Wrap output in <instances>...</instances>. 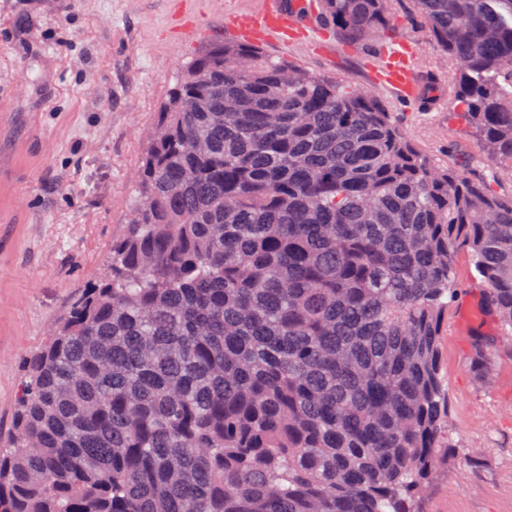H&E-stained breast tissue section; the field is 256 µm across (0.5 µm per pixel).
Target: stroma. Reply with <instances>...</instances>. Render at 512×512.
Listing matches in <instances>:
<instances>
[{
	"label": "stroma",
	"instance_id": "35a3bbf8",
	"mask_svg": "<svg viewBox=\"0 0 512 512\" xmlns=\"http://www.w3.org/2000/svg\"><path fill=\"white\" fill-rule=\"evenodd\" d=\"M264 0H208L196 28L179 0H0V431L9 425L23 361L50 336L81 290L101 272L126 230L141 156L177 69L226 39L238 13ZM415 49L411 70L455 66L429 42L415 14L398 33ZM389 37L348 47L327 29L323 45L265 42L307 70L349 80L381 97L409 136L445 164L485 160L477 138L441 93L430 112L401 101L374 71ZM463 292L441 351L453 431L447 462L433 474L423 512H512V340L482 309L483 290L465 256ZM493 342L491 368L470 370L475 336ZM480 453L470 463L468 451Z\"/></svg>",
	"mask_w": 512,
	"mask_h": 512
}]
</instances>
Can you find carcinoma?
<instances>
[{
	"label": "carcinoma",
	"instance_id": "obj_1",
	"mask_svg": "<svg viewBox=\"0 0 512 512\" xmlns=\"http://www.w3.org/2000/svg\"><path fill=\"white\" fill-rule=\"evenodd\" d=\"M412 2L493 165L441 166L377 95L214 42L168 89L106 267L24 362L0 512H419L457 254L512 336V0ZM395 5L319 12L358 47Z\"/></svg>",
	"mask_w": 512,
	"mask_h": 512
}]
</instances>
